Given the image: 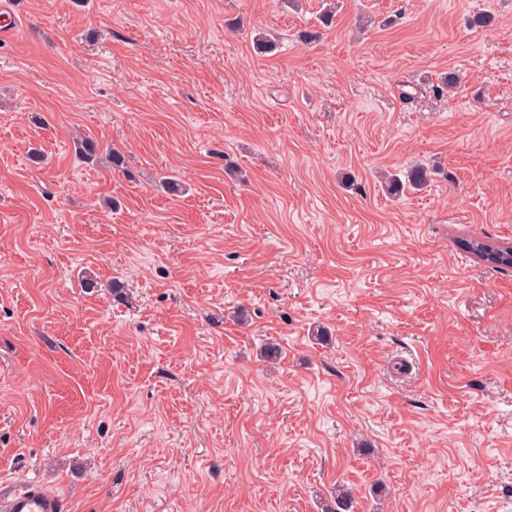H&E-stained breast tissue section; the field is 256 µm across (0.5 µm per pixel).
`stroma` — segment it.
Wrapping results in <instances>:
<instances>
[{
    "label": "stroma",
    "instance_id": "1",
    "mask_svg": "<svg viewBox=\"0 0 512 512\" xmlns=\"http://www.w3.org/2000/svg\"><path fill=\"white\" fill-rule=\"evenodd\" d=\"M16 2L0 493L512 512V270L457 245L512 243V0ZM415 163L429 185L389 197L378 171Z\"/></svg>",
    "mask_w": 512,
    "mask_h": 512
}]
</instances>
